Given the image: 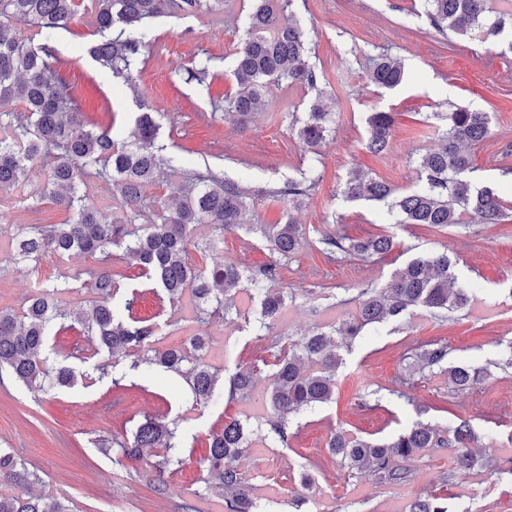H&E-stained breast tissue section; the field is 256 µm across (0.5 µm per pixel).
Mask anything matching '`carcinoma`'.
<instances>
[{
  "instance_id": "obj_1",
  "label": "carcinoma",
  "mask_w": 512,
  "mask_h": 512,
  "mask_svg": "<svg viewBox=\"0 0 512 512\" xmlns=\"http://www.w3.org/2000/svg\"><path fill=\"white\" fill-rule=\"evenodd\" d=\"M430 25L462 37L476 36L495 41L512 29V0H423ZM293 0H252L244 19L245 34L236 48L231 71L237 94L225 105L240 130L265 106V93L272 83L286 81L318 90L320 75L310 63L306 31L291 19ZM207 0H90L100 39L89 49L90 56L132 85L133 71L144 62L152 40L153 20L178 9L197 11ZM78 5L75 0H0V192L26 185L32 170L45 172L34 192L38 201L50 200L72 213L65 224H32L13 241V259L38 261L43 253L59 256L88 254L98 258L99 267L89 273L85 287L94 299L80 313L64 307L55 284L40 283L25 300L20 313L0 310V371L33 390L44 387L67 389L91 380L70 358L48 363V332L53 324L70 328L78 323L96 341L95 354L111 358L134 356L132 367L145 365L181 377L198 404L219 402L224 395L243 399L253 386L254 367L239 365L229 379V390H218L217 370L205 364L207 337L194 335L180 346H162L158 324L136 314L138 294L121 283L122 273L112 270L113 261L131 259L141 269L160 301L173 304L190 294L197 321L228 315L227 295L242 288L249 293L254 309L236 313L245 324L270 329L287 304L284 291L269 286L279 276L280 263L272 261L257 270H246L226 262L210 270L189 260V249L207 251L224 242V230L243 225L248 210L247 196L240 185L213 170L209 164L182 170L180 193L168 201L144 204L147 185L162 167H174L175 159L164 154L159 141L160 124L148 107L134 119L130 140L118 143L111 131L89 127L81 106L60 82L50 46L52 36L68 30ZM26 23L36 31L16 32L9 20ZM41 42H35V37ZM366 80L377 88L394 89L405 79L404 68L394 57L381 53L368 61ZM443 123L439 144L421 157L422 184L403 195L360 168L351 171L341 194L349 200L380 202L397 216L399 224L427 227L464 223L469 215L475 224H497L512 209L498 192L484 186L472 189L475 172L468 148L490 136L492 116L468 108L435 112ZM331 113L320 97L309 104L303 119L292 128L307 165L274 194L299 206L320 181L318 147L333 130ZM366 148L384 152L395 125L394 113L372 112L366 119ZM92 178L112 181L121 205L129 210L123 220H110L78 193L79 185ZM207 224L211 235L193 238L197 226ZM259 232L272 253L288 258L299 250L306 229L287 217L281 224H260ZM319 253L333 260L340 255L364 259L394 249L385 234L354 240L341 234L324 233L318 239ZM454 265L446 253L418 255L397 268L381 287H368L355 298L357 310L339 325L320 326L296 341L287 338L275 356L271 374L268 420L271 433L288 442L290 416L332 402L336 377L345 364L341 351L349 350L365 328L386 320H399L411 309L430 314L461 311L470 306L472 295L455 283ZM340 342L333 341V336ZM420 369H440L457 391L473 388L487 369L468 364H448V346L432 342L418 356ZM178 422L170 424L146 417L132 438L103 437L97 440L104 452H115L118 464L144 461V450L161 448L149 465L154 490L166 491L167 477L182 464L183 438ZM255 429L248 421L229 418L219 432L210 434L206 458L205 490L231 492L224 499L225 512H263L244 483L235 462L252 443ZM477 440L472 429L461 423L443 433L436 427L414 423L409 429L387 437L372 438L343 430L332 431L326 448L351 471L364 473L383 483L411 480L409 463L434 448H446L453 462L450 474L469 471L476 465L470 444ZM0 472L25 488V494H0V512H69L58 498L35 493L41 484L38 470L0 448ZM408 512H453L448 498L433 495L414 501Z\"/></svg>"
}]
</instances>
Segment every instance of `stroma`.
Wrapping results in <instances>:
<instances>
[{
  "instance_id": "obj_1",
  "label": "stroma",
  "mask_w": 512,
  "mask_h": 512,
  "mask_svg": "<svg viewBox=\"0 0 512 512\" xmlns=\"http://www.w3.org/2000/svg\"><path fill=\"white\" fill-rule=\"evenodd\" d=\"M250 8V0H224L216 11L157 20L132 88L91 58L89 48L98 35L90 12L79 11L70 29L56 37L60 75L90 124L123 139L139 101H146L163 116L167 154L180 157L187 167L210 164L254 192L246 228L225 232L217 249L190 250L194 264L209 269L235 262L253 269L272 259L258 225L279 223L289 212L306 227L305 244L283 260L277 282L292 297L279 321L260 337L234 317L199 325L189 301L160 302L142 292L137 266H120L128 284L141 290L138 316L160 325L163 345L176 346L204 332L212 338L204 361L224 376H231L238 364H256L250 398L194 407L180 377L132 369L128 357L116 360L117 371L125 375L119 387L89 362L84 365L91 373L89 385L45 394L2 373L0 448L12 449L37 467L43 491L61 499L70 512H182L187 502L196 512H224L222 492L201 490L208 438L222 429L225 418L266 417L270 370L264 362L277 353L280 337L297 338L312 327L342 320L355 311L360 289L383 285L416 255L445 251L456 262L459 285L476 297L472 308L440 316L414 309L401 321L364 331L344 355L334 400L292 417L287 442L271 437L253 441L239 471L267 512H407L414 498L443 489L464 512H512V368L494 366L504 343L512 340V218L464 228H424L396 223L384 204L350 201L341 194L354 166L396 190L416 188L420 159L437 143L435 113L461 106L493 118L491 137L471 149L473 184L493 185L512 202V54L506 50L512 35L503 34L494 46L441 35L430 28L421 0H294L291 11L308 33L310 61L322 75L319 90L335 114V130L319 149V184L292 210L282 197H266L262 191L295 177L303 153L291 125L306 112L314 92L285 84L271 87L263 110L241 135L224 113L226 99L237 91L231 70ZM384 51L406 70L405 82L387 92L368 85L364 74L368 58ZM205 58L213 66V80L203 85L188 80V69ZM375 111L396 115L391 141L378 155L363 147L366 118ZM70 217L51 201L24 203L19 191L0 193V309H19L41 282L59 285L60 299L69 308L85 306L90 295L75 291L74 277L95 268V258L63 260L48 253L35 265L11 259V240L23 229L64 224ZM324 230L352 239L385 233L397 246L378 259L332 262L313 245ZM430 342L447 344L449 364L487 366L490 376L470 391L452 392L446 375L417 366L418 354ZM371 391L382 395L380 406H363L364 394ZM146 415L166 422L179 419L180 432L191 442L162 495L154 491L145 468L118 465L95 446L105 436H131ZM419 421L444 431L468 422L479 437L475 468L452 473L448 450L436 448L411 462L410 482L382 486L367 475L349 473L326 448L334 430L388 437ZM306 459L314 476L307 489L299 484ZM448 472L453 475L449 481L444 478Z\"/></svg>"
}]
</instances>
